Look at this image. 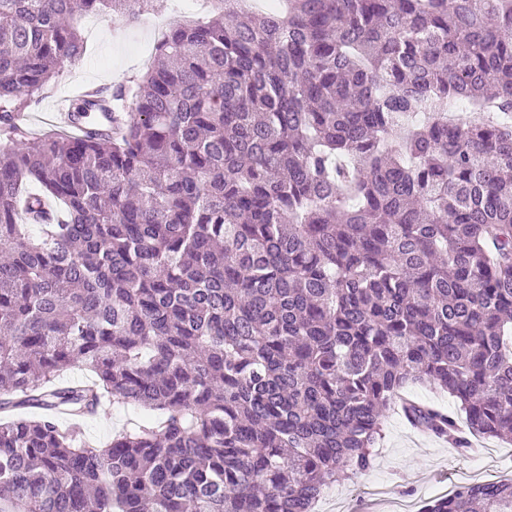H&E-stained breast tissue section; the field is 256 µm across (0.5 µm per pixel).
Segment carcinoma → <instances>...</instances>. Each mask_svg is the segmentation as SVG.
I'll return each instance as SVG.
<instances>
[{
    "instance_id": "cac0c4a2",
    "label": "carcinoma",
    "mask_w": 512,
    "mask_h": 512,
    "mask_svg": "<svg viewBox=\"0 0 512 512\" xmlns=\"http://www.w3.org/2000/svg\"><path fill=\"white\" fill-rule=\"evenodd\" d=\"M218 2L112 125L33 137L81 18L159 4L0 0V512H311L409 383L512 437V0ZM107 400L147 419L54 414ZM478 507L512 480L423 512ZM143 419L144 413L134 406L106 405L83 420V439L93 446L105 445L116 431Z\"/></svg>"
}]
</instances>
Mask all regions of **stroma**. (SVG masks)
I'll return each instance as SVG.
<instances>
[{
  "instance_id": "35a3bbf8",
  "label": "stroma",
  "mask_w": 512,
  "mask_h": 512,
  "mask_svg": "<svg viewBox=\"0 0 512 512\" xmlns=\"http://www.w3.org/2000/svg\"><path fill=\"white\" fill-rule=\"evenodd\" d=\"M153 14L126 22L119 16H99L92 33L86 34V51L27 112L31 132H52L56 101L85 85L112 87L144 73L151 62L157 36L151 31ZM141 410L130 405H108L83 421V438L94 446L131 423L143 420ZM483 454L462 452L448 442L421 434L396 408L385 412L381 437L372 449L371 468L343 478L325 488L312 512H397L408 502L413 512H422L431 500L456 486L512 479V442L482 438Z\"/></svg>"
}]
</instances>
